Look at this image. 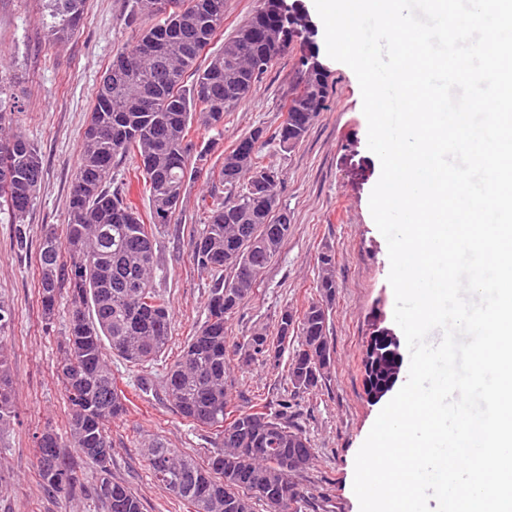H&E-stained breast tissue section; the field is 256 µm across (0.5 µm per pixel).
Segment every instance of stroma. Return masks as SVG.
<instances>
[{
	"mask_svg": "<svg viewBox=\"0 0 512 512\" xmlns=\"http://www.w3.org/2000/svg\"><path fill=\"white\" fill-rule=\"evenodd\" d=\"M317 34L313 41L289 44L285 55L250 93L224 116L218 128L192 126L194 142L212 146L223 157L255 130H264L259 149L265 164L283 175L279 207L291 232L266 269L254 294L227 322L237 340L253 329L275 328L283 310H302L317 296L318 257L332 250L338 288L330 319L335 361L325 386L296 391L286 365L231 361L233 403L250 407L256 399L271 406L288 402V419L300 426L315 450L310 467L295 483L304 503L300 512H360L353 491L355 457L383 401L366 394L361 359L373 311L393 318L395 297L388 282L387 243L369 209L381 166L367 146V121L355 73L328 57L324 25L314 0H301ZM140 34L129 0H87L83 18L67 42L48 36L38 0H0V71L13 80L20 110L14 121L40 148L44 176L23 229L25 247L16 244L15 225L0 210V301L12 310L6 331L12 347L18 419L0 433V512H107L92 487L97 467L83 462L85 487L69 495L46 492L34 458L33 435L52 428L66 435L68 402L56 368L68 334L70 296L57 295L53 322L38 312L37 252L48 230L63 231L73 174L80 161L84 131L99 83L113 58ZM317 50L328 74L324 109L304 141L282 150L272 134L286 117V104L301 80L304 56ZM213 185L206 177L188 184L174 223L156 235L154 285L171 309L172 337L154 364L135 367L110 357L112 373L129 398L128 412L112 420L110 473L131 489L142 512H187L152 477L143 450L154 438L205 461L216 449L210 433L179 416L164 391L167 367L206 319L205 302L214 279L197 269L192 241L204 222L200 207Z\"/></svg>",
	"mask_w": 512,
	"mask_h": 512,
	"instance_id": "1",
	"label": "stroma"
}]
</instances>
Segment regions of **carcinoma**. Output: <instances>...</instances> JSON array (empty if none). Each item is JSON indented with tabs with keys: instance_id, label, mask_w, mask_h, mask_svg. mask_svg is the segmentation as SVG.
<instances>
[{
	"instance_id": "carcinoma-1",
	"label": "carcinoma",
	"mask_w": 512,
	"mask_h": 512,
	"mask_svg": "<svg viewBox=\"0 0 512 512\" xmlns=\"http://www.w3.org/2000/svg\"><path fill=\"white\" fill-rule=\"evenodd\" d=\"M42 24L56 41L70 36L82 20L86 0H42ZM284 10L283 0H259L252 16L224 41L220 52L201 62L224 22V0H177L160 14L158 0H132V11L150 21L137 40L110 64L96 93L84 132L80 162L73 175L63 236L50 231L39 246L38 288L41 317L56 316L60 289L71 294L69 334L58 379L69 406V432L62 439L52 429L36 437V467L43 486L57 494L84 488L78 460L99 469L94 494L108 512H142L140 501L112 481V443L108 424L127 412L128 399L118 388L104 353L133 365L157 359L171 338L170 307L154 287L157 269L155 232L175 222L187 183L206 174L227 195L203 201L205 223L192 245L197 269L215 277L206 302L207 318L191 336L166 374L165 390L177 413L212 435L222 450L205 462L187 458L162 441L146 448L154 478L189 512H297L302 502L293 477L307 469L314 448L305 432L284 420V412L267 404L247 410L228 398L230 357L242 365L269 362L267 348L279 363L290 335L297 346L289 357L294 388L310 390L329 378L334 348L330 314L336 298V261L320 254L316 281L319 299L299 314L285 309L276 333L261 328L230 342L227 321L254 293L262 276L288 238V214L275 217L282 176L272 180L257 144L256 130L209 162L210 149L189 139L192 124L215 128L224 113L241 101L288 48V27L271 25ZM261 58L266 68L256 70ZM193 76L186 83V75ZM305 93L288 101L287 118L273 133L283 149L288 139L302 142L322 111L327 94L324 72L304 71ZM7 78L0 74V130L12 123L13 103ZM138 159L137 169L149 191L148 219H143L127 187L109 188L115 159ZM247 182L240 183L242 176ZM43 178L39 149L18 129L0 138V207H7L24 245L20 225L34 206ZM232 276L224 278V271ZM12 319L0 303V431L16 419L15 388L5 329ZM364 384L373 389L386 381L383 369L363 359Z\"/></svg>"
}]
</instances>
